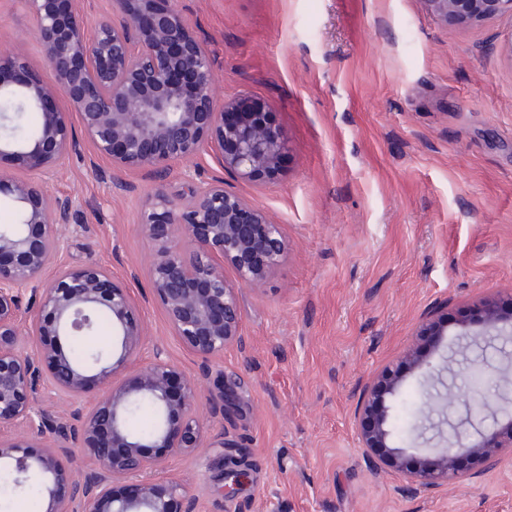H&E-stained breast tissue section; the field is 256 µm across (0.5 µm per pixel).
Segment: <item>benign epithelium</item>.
Returning <instances> with one entry per match:
<instances>
[{
    "label": "benign epithelium",
    "instance_id": "1",
    "mask_svg": "<svg viewBox=\"0 0 512 512\" xmlns=\"http://www.w3.org/2000/svg\"><path fill=\"white\" fill-rule=\"evenodd\" d=\"M68 2L63 7L59 0H28L45 49V77L15 80L28 71L25 57L0 50V98L17 99L40 115L34 137L20 142L0 136V159L9 157L27 174L0 171V203L21 216L18 225H0V425L27 429L23 435H0V468L13 472L20 488L41 477L46 512H197L196 496L181 483L146 474L163 469L171 455L209 447L223 449L228 500L248 478L247 469L229 461L236 447L223 439L205 441L197 404L208 374L192 378L158 351L131 376L115 379L146 336L139 305L94 263L66 267L51 282L42 281L62 249V228L73 209L72 199L50 194L48 182L72 152L73 112L97 155L125 172L158 173L207 150L225 172L257 185L279 174L286 142L264 100L220 96L210 57L173 0L160 7L156 0H117L121 22L104 20L91 36L83 14ZM427 3L445 24L512 13V0ZM139 229L154 246L152 298L181 343L205 360L243 345L238 289L261 288L285 261L288 238L281 226L227 190L224 179L189 178L186 192L177 197L162 187L147 195ZM226 266L235 280L224 276ZM100 312L112 322V347L77 364L65 340L93 334ZM452 327L458 336L511 334L512 289L454 319L443 310L432 312L403 355L364 385L355 410L365 455L426 489L449 487L512 455L511 416L476 439L458 427L433 459L393 443L388 399L408 375L430 365ZM239 385L232 376L214 380L220 411L240 409ZM49 386L71 397L92 388L100 393L88 409L59 412L40 402ZM147 399L155 403L159 420L156 433L143 438L128 428L126 418ZM460 400V391L451 387L424 395L421 420ZM76 454L90 461L78 474L60 463V456Z\"/></svg>",
    "mask_w": 512,
    "mask_h": 512
}]
</instances>
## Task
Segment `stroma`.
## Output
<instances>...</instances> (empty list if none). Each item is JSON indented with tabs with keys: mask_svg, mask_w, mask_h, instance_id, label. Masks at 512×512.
I'll return each mask as SVG.
<instances>
[{
	"mask_svg": "<svg viewBox=\"0 0 512 512\" xmlns=\"http://www.w3.org/2000/svg\"><path fill=\"white\" fill-rule=\"evenodd\" d=\"M207 50L224 97L264 99L288 142L284 170L260 185L226 175L212 153L194 166L95 175L77 137L49 184L75 215L60 267L96 263L136 296L147 330L136 358L163 352L188 375L244 381V414L199 400L206 440L241 449L249 476L222 492L218 449L171 457L159 479L196 495L200 512H512V458L450 488L413 489L372 466L354 410L366 381L395 361L423 318L512 289V15L447 26L426 0H174ZM26 0H0V46L44 73ZM223 179L288 236V256L259 289L238 293L245 343L204 360L173 335L151 298L152 244L141 206L186 175ZM486 370L473 388L469 370ZM452 381L486 427L512 412V339L449 350L408 376L390 426L397 445L429 454L453 435L441 414L415 430L423 395Z\"/></svg>",
	"mask_w": 512,
	"mask_h": 512,
	"instance_id": "stroma-1",
	"label": "stroma"
}]
</instances>
